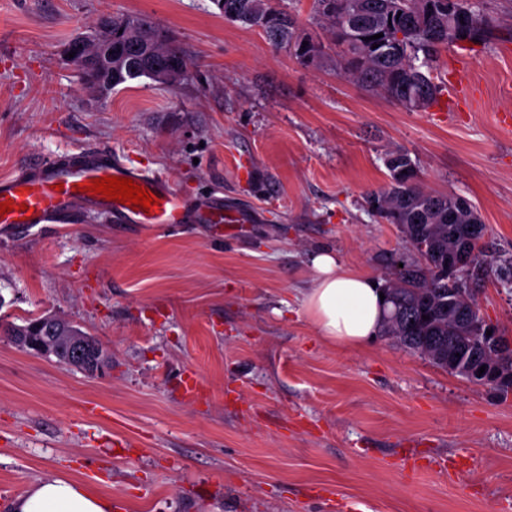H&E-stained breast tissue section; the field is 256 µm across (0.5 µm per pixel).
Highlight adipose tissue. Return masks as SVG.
Here are the masks:
<instances>
[{
    "mask_svg": "<svg viewBox=\"0 0 512 512\" xmlns=\"http://www.w3.org/2000/svg\"><path fill=\"white\" fill-rule=\"evenodd\" d=\"M315 279L303 296V307L321 336L335 345L360 347L376 336L387 305L372 277L342 269L334 253H317ZM12 512H112V502L86 492L72 481L48 477L17 496Z\"/></svg>",
    "mask_w": 512,
    "mask_h": 512,
    "instance_id": "obj_1",
    "label": "adipose tissue"
}]
</instances>
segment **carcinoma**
I'll return each mask as SVG.
<instances>
[{
	"mask_svg": "<svg viewBox=\"0 0 512 512\" xmlns=\"http://www.w3.org/2000/svg\"><path fill=\"white\" fill-rule=\"evenodd\" d=\"M236 5L239 19L264 17L261 32L275 47L291 48L292 56L306 64L308 50L302 48L309 40L297 19L279 10L271 0H228ZM432 9L416 17L418 30L395 45V52L384 54L372 48L392 42L407 18L400 12L412 11L415 0H314L317 16L330 24L336 43L344 47L338 68L370 88L383 91L390 98L401 100L423 85L434 103L440 86L423 72L432 64L441 48L455 43L457 27L448 16V0H430ZM469 18L463 40L470 44H486L494 20L475 2L464 0ZM132 28L141 40L140 52L127 55L138 76H149L152 66L173 62L187 66L185 57L163 39L154 23L146 16H112L101 19L99 37L90 42L95 48L109 35ZM383 37L371 39V36ZM390 173L386 188L367 196L372 215L390 224L407 225V240L420 239L430 251L431 262L418 258H399L393 276L385 284L389 306L382 330L412 353L426 354L435 365L446 367L448 350L461 348L472 368L476 383H484L481 366L498 365L504 374L512 373V349H501L477 333V325L485 322L475 299V288L489 276L503 287L512 288V260L502 263L484 254L482 247L471 244L468 279L448 274V238L451 228L475 216L471 203L460 195H436L418 180V171L408 152L393 151L385 159ZM458 215V224L448 225V212ZM428 319H423V316Z\"/></svg>",
	"mask_w": 512,
	"mask_h": 512,
	"instance_id": "carcinoma-1",
	"label": "carcinoma"
}]
</instances>
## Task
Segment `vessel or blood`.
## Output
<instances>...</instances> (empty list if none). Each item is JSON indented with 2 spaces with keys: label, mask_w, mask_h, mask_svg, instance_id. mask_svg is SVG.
Listing matches in <instances>:
<instances>
[{
  "label": "vessel or blood",
  "mask_w": 512,
  "mask_h": 512,
  "mask_svg": "<svg viewBox=\"0 0 512 512\" xmlns=\"http://www.w3.org/2000/svg\"><path fill=\"white\" fill-rule=\"evenodd\" d=\"M124 177L157 197L152 212L89 195L81 184L101 177ZM12 209L0 216V236L29 224H65L87 209L99 210L118 224H185L190 211L181 192L167 176L128 164L118 153L101 146L81 149L80 161L63 165L48 158L31 165L29 172L0 179V202Z\"/></svg>",
  "instance_id": "1"
}]
</instances>
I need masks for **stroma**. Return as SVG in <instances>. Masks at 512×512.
<instances>
[{
    "label": "stroma",
    "instance_id": "stroma-1",
    "mask_svg": "<svg viewBox=\"0 0 512 512\" xmlns=\"http://www.w3.org/2000/svg\"><path fill=\"white\" fill-rule=\"evenodd\" d=\"M486 45L441 49L445 88L417 112L336 67L313 0H280L325 47L299 65L214 0H0V178L86 145L168 176L241 223L32 224L0 238V328L65 317L112 354L93 377L0 335V512L45 477L120 512H502L512 505V397L388 336H320L311 259L384 280L411 246L367 210L387 151L424 187L467 198L483 248L512 258V0H477ZM104 14L149 17L188 59L175 85L100 94L65 53ZM484 317L512 332V290ZM197 398L182 397L185 380Z\"/></svg>",
    "mask_w": 512,
    "mask_h": 512
}]
</instances>
